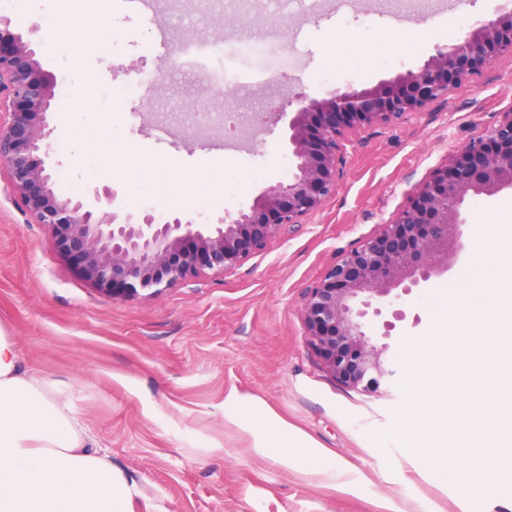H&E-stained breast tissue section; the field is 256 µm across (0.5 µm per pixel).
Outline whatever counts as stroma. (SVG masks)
<instances>
[{
    "label": "stroma",
    "instance_id": "1",
    "mask_svg": "<svg viewBox=\"0 0 512 512\" xmlns=\"http://www.w3.org/2000/svg\"><path fill=\"white\" fill-rule=\"evenodd\" d=\"M491 12L488 0H292L279 13L269 0H153L147 15L109 8L97 41L48 25L53 0H11L6 10L20 29L42 24L39 59L69 93L53 115L63 161L58 187L79 194L109 184L119 190L116 207L187 214L203 224L248 208L287 174L286 122L258 136L251 126L269 97L302 90L322 97L339 84L393 79L422 66L436 46L463 41ZM161 27L170 35L165 51L155 45ZM270 29L279 43L273 53H236L240 32ZM220 67L230 77L208 110L239 114L238 137L253 148L249 160L228 168L223 135L192 122L197 87ZM269 68L281 69L278 85L265 84ZM111 90L121 92L120 107H112ZM88 93L94 107L75 111L74 101ZM145 100L149 110L139 111ZM511 106L512 56L504 54L408 122L348 132L336 196L236 268L187 277L154 297L100 292L46 225L27 222L0 171V330L137 488L134 512H506L512 482L488 491L449 479L462 461L441 465L408 452L402 417L410 369L400 345L435 329L446 293L476 263L479 241L512 222V192L472 198L464 248L449 250L448 271L371 318L370 342L396 368L393 384L363 390L333 375L310 346L301 312L308 288L342 252L378 234L415 184ZM79 129L111 142L117 169L76 143ZM144 157L204 169L208 179L174 201L160 183L130 193ZM387 321L392 331L384 330ZM236 396L250 406L230 420L224 407ZM257 409L307 436L339 469L286 467L260 454L266 430L253 418Z\"/></svg>",
    "mask_w": 512,
    "mask_h": 512
}]
</instances>
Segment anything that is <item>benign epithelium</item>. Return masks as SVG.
I'll return each mask as SVG.
<instances>
[{"label":"benign epithelium","instance_id":"1","mask_svg":"<svg viewBox=\"0 0 512 512\" xmlns=\"http://www.w3.org/2000/svg\"><path fill=\"white\" fill-rule=\"evenodd\" d=\"M501 54L512 55V7L499 4L464 42L437 48L416 71L367 88L347 86L323 98L301 91L272 99L266 111L288 117V175L264 188L246 209L214 224L190 215L114 208L110 185L86 194L55 188L61 165L54 143L56 78L33 42L0 15V169L10 194L34 224L48 225L85 276L116 299L138 290L160 294L189 274L222 273L336 195L344 176V138L356 127L402 123L434 101L446 102L469 77ZM512 190V107L450 155L409 193L408 205L381 232L344 252L309 289L303 320L325 366L352 387L380 385L396 371L367 339V308L406 280L439 272L448 244L466 224L473 196Z\"/></svg>","mask_w":512,"mask_h":512}]
</instances>
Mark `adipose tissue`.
Masks as SVG:
<instances>
[{
	"label": "adipose tissue",
	"mask_w": 512,
	"mask_h": 512,
	"mask_svg": "<svg viewBox=\"0 0 512 512\" xmlns=\"http://www.w3.org/2000/svg\"><path fill=\"white\" fill-rule=\"evenodd\" d=\"M263 455L324 465L311 441L280 432ZM136 490L70 403L21 365L0 332V512H133Z\"/></svg>",
	"instance_id": "ef3b65f1"
}]
</instances>
